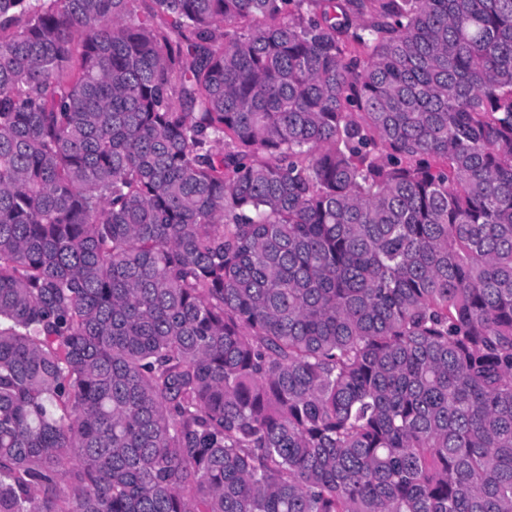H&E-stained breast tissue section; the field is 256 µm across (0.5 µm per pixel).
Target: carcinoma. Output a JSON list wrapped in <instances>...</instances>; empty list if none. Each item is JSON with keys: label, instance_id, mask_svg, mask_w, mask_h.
Segmentation results:
<instances>
[{"label": "carcinoma", "instance_id": "obj_1", "mask_svg": "<svg viewBox=\"0 0 512 512\" xmlns=\"http://www.w3.org/2000/svg\"><path fill=\"white\" fill-rule=\"evenodd\" d=\"M0 512H512V0H0Z\"/></svg>", "mask_w": 512, "mask_h": 512}]
</instances>
